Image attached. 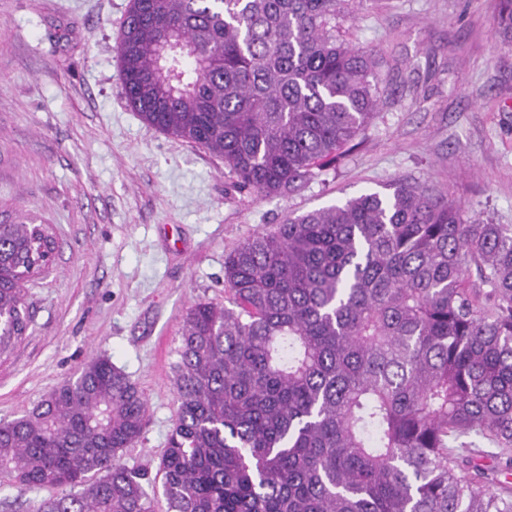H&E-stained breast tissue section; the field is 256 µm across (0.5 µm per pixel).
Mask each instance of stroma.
<instances>
[{
	"label": "stroma",
	"mask_w": 512,
	"mask_h": 512,
	"mask_svg": "<svg viewBox=\"0 0 512 512\" xmlns=\"http://www.w3.org/2000/svg\"><path fill=\"white\" fill-rule=\"evenodd\" d=\"M128 3L0 0V221L33 217L57 242L27 285L26 336L0 357V420L109 356L147 402L123 460L153 474L185 315L223 302L224 255L255 231L396 178L512 224V47L496 0H351L342 32L376 54L379 108L335 170L264 196L128 106L116 52Z\"/></svg>",
	"instance_id": "stroma-1"
}]
</instances>
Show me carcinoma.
<instances>
[{
    "instance_id": "1",
    "label": "carcinoma",
    "mask_w": 512,
    "mask_h": 512,
    "mask_svg": "<svg viewBox=\"0 0 512 512\" xmlns=\"http://www.w3.org/2000/svg\"><path fill=\"white\" fill-rule=\"evenodd\" d=\"M348 0H129L126 101L224 159L241 192L282 195L359 145L374 56L342 40ZM512 45V0H497ZM264 228L224 254V305L186 315L166 512H512L472 436L512 447V224L468 222L394 179ZM46 224L0 223V355L24 337ZM146 401L107 356L0 421V477L56 488L36 512H156L123 452Z\"/></svg>"
}]
</instances>
